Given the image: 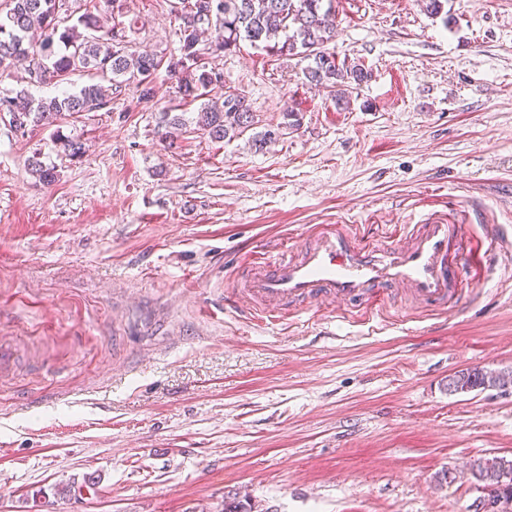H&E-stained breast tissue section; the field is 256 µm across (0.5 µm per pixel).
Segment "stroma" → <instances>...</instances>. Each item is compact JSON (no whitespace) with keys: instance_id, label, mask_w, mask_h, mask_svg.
<instances>
[{"instance_id":"obj_1","label":"stroma","mask_w":512,"mask_h":512,"mask_svg":"<svg viewBox=\"0 0 512 512\" xmlns=\"http://www.w3.org/2000/svg\"><path fill=\"white\" fill-rule=\"evenodd\" d=\"M124 7L132 48L176 52L167 0ZM331 46L365 73L345 109L299 58L213 56L259 130L297 113L260 149L165 148L164 76L54 129L0 122V512H472L471 460H512V394L448 390L512 371V0H337ZM436 211L486 257L460 311L396 291L364 324L280 326L224 306L255 247ZM502 375V372L473 367L462 369L456 372L453 377L456 378V383H458V393H463L477 389L495 388L500 383Z\"/></svg>"}]
</instances>
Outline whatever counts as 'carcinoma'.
I'll use <instances>...</instances> for the list:
<instances>
[{
	"label": "carcinoma",
	"instance_id": "1",
	"mask_svg": "<svg viewBox=\"0 0 512 512\" xmlns=\"http://www.w3.org/2000/svg\"><path fill=\"white\" fill-rule=\"evenodd\" d=\"M67 0H0V68L11 62L29 59L25 73L34 72L44 85L60 83L75 72H90L111 83V91L121 96L134 89L143 98L153 93V83L160 70L176 78L182 104L205 100L194 119L185 113L162 114L160 138L168 147L178 144L188 128L202 132L210 141L245 135L255 128V118L245 94L224 87V72L211 66L213 55L231 51L242 41L262 47L272 57L299 56L309 64L305 79L323 85L334 93L336 106L350 104L343 84H360L362 69L341 66L328 48L334 37L336 0H172L171 13L180 20L179 54L163 59L149 51L114 48V28L126 36L123 3L112 0V25L109 37L89 35L100 28L99 17L84 8L77 17L61 16ZM219 23L220 41L201 44L205 28ZM102 86L89 84L63 97L34 99L21 90L14 96L0 97V106L14 107L9 126L16 130L34 126H52L67 117L93 112L106 103ZM56 146L66 157L79 158L84 144L78 138L56 135ZM30 171L46 185L58 178L54 165L35 158ZM502 373L473 367L455 373L458 392L496 387ZM480 476L489 485L512 498V461L502 458L485 460Z\"/></svg>",
	"mask_w": 512,
	"mask_h": 512
}]
</instances>
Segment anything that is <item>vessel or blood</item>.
<instances>
[{"mask_svg":"<svg viewBox=\"0 0 512 512\" xmlns=\"http://www.w3.org/2000/svg\"><path fill=\"white\" fill-rule=\"evenodd\" d=\"M479 261L465 254L461 225L438 217L381 246L349 226L328 224L298 253L254 250L246 272L226 289L225 303L277 321L303 303L332 313L337 303L373 302L399 289L417 302L444 307L455 295L460 266Z\"/></svg>","mask_w":512,"mask_h":512,"instance_id":"obj_1","label":"vessel or blood"}]
</instances>
